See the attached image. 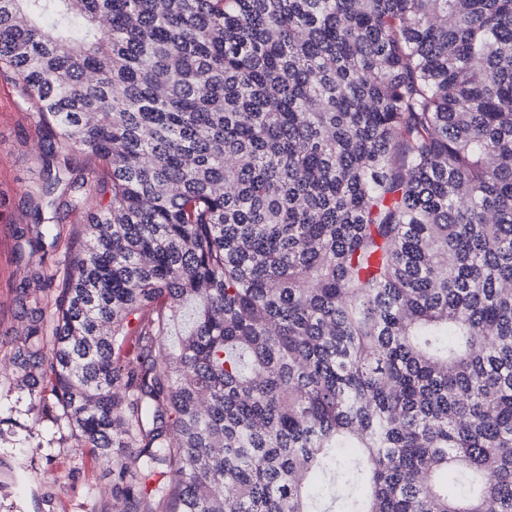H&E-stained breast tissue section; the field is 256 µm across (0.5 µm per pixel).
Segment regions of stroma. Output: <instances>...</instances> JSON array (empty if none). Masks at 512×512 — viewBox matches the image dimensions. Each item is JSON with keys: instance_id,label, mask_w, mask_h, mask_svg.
<instances>
[{"instance_id": "1", "label": "stroma", "mask_w": 512, "mask_h": 512, "mask_svg": "<svg viewBox=\"0 0 512 512\" xmlns=\"http://www.w3.org/2000/svg\"><path fill=\"white\" fill-rule=\"evenodd\" d=\"M41 136L9 76L0 74V337L24 323L14 289L31 276L32 258L19 255L15 228L26 223L24 197L41 172ZM48 424L35 423L24 404L0 396V512H91L112 496V476L91 458L72 460Z\"/></svg>"}]
</instances>
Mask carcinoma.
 I'll return each instance as SVG.
<instances>
[{
    "label": "carcinoma",
    "mask_w": 512,
    "mask_h": 512,
    "mask_svg": "<svg viewBox=\"0 0 512 512\" xmlns=\"http://www.w3.org/2000/svg\"><path fill=\"white\" fill-rule=\"evenodd\" d=\"M0 72L12 392L121 512H512V0H0ZM0 74V337L15 336L24 328L14 303V288L31 278L28 251L17 252L15 228L27 224L24 197L41 172V136L30 123L26 104L11 78Z\"/></svg>",
    "instance_id": "cac0c4a2"
}]
</instances>
